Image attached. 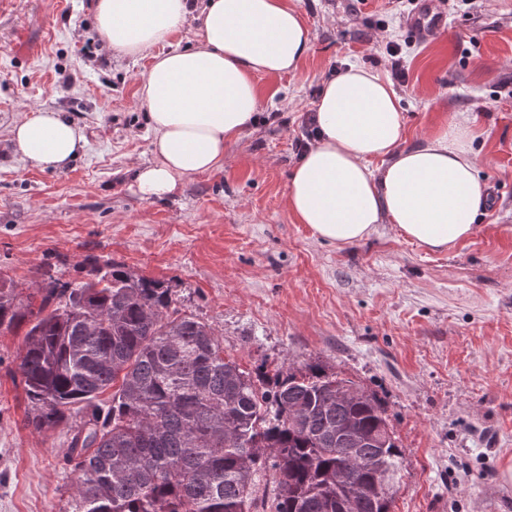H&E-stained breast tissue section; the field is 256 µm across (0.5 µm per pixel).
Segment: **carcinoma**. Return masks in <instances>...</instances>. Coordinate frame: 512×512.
Here are the masks:
<instances>
[{"instance_id": "1", "label": "carcinoma", "mask_w": 512, "mask_h": 512, "mask_svg": "<svg viewBox=\"0 0 512 512\" xmlns=\"http://www.w3.org/2000/svg\"><path fill=\"white\" fill-rule=\"evenodd\" d=\"M25 293L0 278V333L25 330L18 371L36 432L70 426V499L59 512H393L400 448L380 400L318 365L251 372L173 290L124 265L82 261ZM112 390L103 409L95 400ZM353 389L360 398L343 401ZM349 430L356 448L336 438ZM274 473L258 496V477ZM365 489L351 496L356 487Z\"/></svg>"}]
</instances>
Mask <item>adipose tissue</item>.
<instances>
[{
	"label": "adipose tissue",
	"instance_id": "adipose-tissue-1",
	"mask_svg": "<svg viewBox=\"0 0 512 512\" xmlns=\"http://www.w3.org/2000/svg\"><path fill=\"white\" fill-rule=\"evenodd\" d=\"M193 45L171 46L192 16ZM98 36L119 56L150 54L138 95L153 159L132 168L144 200L174 196L185 180L224 166V147L255 121L254 79L297 70L311 32L286 0H95ZM320 133L297 161L287 206L320 240L347 244L392 224L433 251L469 237L483 200L466 119L455 117L404 146L405 121L391 82L350 65L326 81L315 103ZM10 145L32 168L63 171L83 155V128L58 112L29 110ZM381 160L371 168V160Z\"/></svg>",
	"mask_w": 512,
	"mask_h": 512
}]
</instances>
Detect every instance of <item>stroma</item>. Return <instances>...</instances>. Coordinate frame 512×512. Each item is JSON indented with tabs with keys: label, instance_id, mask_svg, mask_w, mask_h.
Returning <instances> with one entry per match:
<instances>
[{
	"label": "stroma",
	"instance_id": "obj_1",
	"mask_svg": "<svg viewBox=\"0 0 512 512\" xmlns=\"http://www.w3.org/2000/svg\"><path fill=\"white\" fill-rule=\"evenodd\" d=\"M287 2L311 32L298 69L256 77L257 120L223 169L146 201L129 169L151 158L148 58L111 54L93 0H0V277L72 281L92 255L163 280L243 368L318 363L378 395L402 448L394 512H512V0H442L448 26L426 40L407 27L417 0ZM390 41L405 49L407 144L470 120L486 197L473 234L443 251L391 224L329 244L285 203L325 81L351 64L390 76ZM27 109L81 126L84 155L31 168L9 143ZM22 344L0 333V512H59L71 432L26 427Z\"/></svg>",
	"mask_w": 512,
	"mask_h": 512
}]
</instances>
